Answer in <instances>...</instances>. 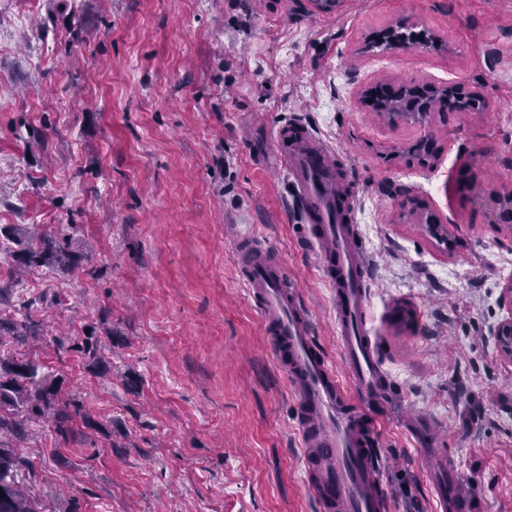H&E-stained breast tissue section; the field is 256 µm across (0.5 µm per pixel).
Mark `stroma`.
<instances>
[{"label":"stroma","instance_id":"35a3bbf8","mask_svg":"<svg viewBox=\"0 0 512 512\" xmlns=\"http://www.w3.org/2000/svg\"><path fill=\"white\" fill-rule=\"evenodd\" d=\"M399 25L432 43L371 46ZM385 81L480 86L489 107L392 121L361 101ZM286 122L328 147L352 203L389 379L374 446L391 512H434L415 424L473 512H512V356L493 336L512 317V228L487 214L512 189V0H0V227L39 225L86 257L16 296L50 334L112 335L107 380L78 353H39L111 419L114 446L43 427L25 450L35 492L71 512H317L294 389L235 261L239 238L270 248L343 369L275 152Z\"/></svg>","mask_w":512,"mask_h":512}]
</instances>
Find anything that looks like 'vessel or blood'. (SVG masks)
<instances>
[{
    "mask_svg": "<svg viewBox=\"0 0 512 512\" xmlns=\"http://www.w3.org/2000/svg\"><path fill=\"white\" fill-rule=\"evenodd\" d=\"M276 144L306 211L311 240L321 248V269L333 290L348 373L340 378L316 346L309 311L297 290L285 284L268 250L241 252L245 285L263 315L275 359L294 388L301 442L314 450L303 461L304 484L318 512H390L381 467L370 446L378 425L369 414L384 397L387 378L365 328L366 275L349 238V204L336 186V166L326 147L308 131L284 125ZM430 470L437 512H466L468 501L450 491L444 478V459H434Z\"/></svg>",
    "mask_w": 512,
    "mask_h": 512,
    "instance_id": "obj_1",
    "label": "vessel or blood"
}]
</instances>
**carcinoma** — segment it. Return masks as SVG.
Masks as SVG:
<instances>
[{"mask_svg":"<svg viewBox=\"0 0 512 512\" xmlns=\"http://www.w3.org/2000/svg\"><path fill=\"white\" fill-rule=\"evenodd\" d=\"M0 231L18 246L14 259L20 269L48 266L75 272L85 261V255L72 249L67 240L52 234L28 235L18 225ZM38 341L52 347L59 358L80 354L85 370L97 377L111 369L105 351L112 347V337L104 342L97 336L80 341L49 336L30 300L13 311L0 309V512H48L46 500L28 486L34 466L21 452V445L38 435L41 424L51 425L67 444L84 441L89 430L112 435V420L96 419L76 395L63 392V375L46 370L40 359L20 353Z\"/></svg>","mask_w":512,"mask_h":512,"instance_id":"1","label":"carcinoma"}]
</instances>
